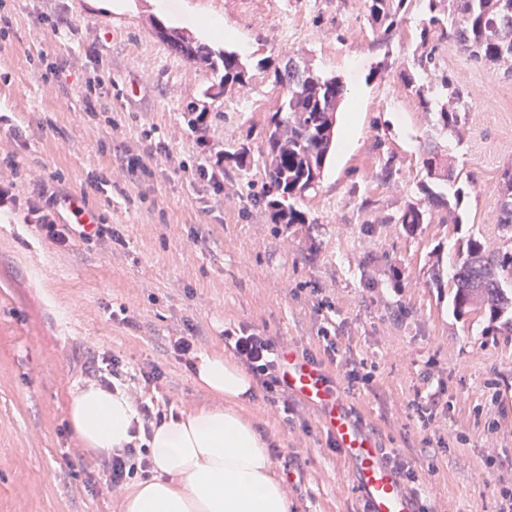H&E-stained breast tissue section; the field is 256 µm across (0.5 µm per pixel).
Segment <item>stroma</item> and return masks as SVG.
I'll return each instance as SVG.
<instances>
[{
	"label": "stroma",
	"mask_w": 512,
	"mask_h": 512,
	"mask_svg": "<svg viewBox=\"0 0 512 512\" xmlns=\"http://www.w3.org/2000/svg\"><path fill=\"white\" fill-rule=\"evenodd\" d=\"M166 2L163 14L156 0H126L119 12L93 0H0V114L23 133L16 142L0 129V160L14 159L20 193L54 175L80 192L125 150L153 143L189 163L203 140L213 153L244 141L254 153L246 168L225 160L220 201L184 172L113 177L89 197L123 239L108 251L79 238L58 250L23 212L0 210V512H122L121 499L89 488L66 416L72 397L107 353L131 369L158 365L177 411L214 404L170 341L193 325L199 351L220 354L231 324L310 350L335 326L340 351L372 373L346 393L358 426L379 447L434 464L423 493L435 512H499L512 489V335L489 331L483 314L454 315L433 275L451 277L471 238L490 252L512 249L497 222L500 175L512 167V73L438 42L441 68L468 94L458 132H446L415 93L429 74L399 75L419 43L425 0H411L389 33L363 0ZM202 16L233 31L216 49L252 65L287 52L346 89L324 173L295 202L305 223H273L249 200L266 181L258 151L282 95L271 74H256L243 94L221 93L219 75L172 53L152 29H184L205 44ZM50 64L71 65L63 89L43 86ZM93 72L110 73L112 91L91 116L83 94ZM192 100L208 112L199 131L187 124ZM430 151L455 168L440 190L457 200L459 221L407 228L398 219L425 203ZM440 387L435 418L421 421L415 401ZM242 413L268 436L275 474H304L287 488L295 512H358L352 467L328 446L315 408L299 404L289 417L257 397Z\"/></svg>",
	"instance_id": "obj_1"
}]
</instances>
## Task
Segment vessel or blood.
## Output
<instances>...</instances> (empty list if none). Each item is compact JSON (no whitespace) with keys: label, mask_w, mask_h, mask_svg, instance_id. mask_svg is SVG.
Here are the masks:
<instances>
[{"label":"vessel or blood","mask_w":512,"mask_h":512,"mask_svg":"<svg viewBox=\"0 0 512 512\" xmlns=\"http://www.w3.org/2000/svg\"><path fill=\"white\" fill-rule=\"evenodd\" d=\"M279 362L284 387L302 402L320 409L323 429L351 462L352 481L364 512H416L398 474L383 461L375 439L351 419L322 367L304 358L292 345L280 349Z\"/></svg>","instance_id":"b4317fda"}]
</instances>
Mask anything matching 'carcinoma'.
Segmentation results:
<instances>
[{
    "mask_svg": "<svg viewBox=\"0 0 512 512\" xmlns=\"http://www.w3.org/2000/svg\"><path fill=\"white\" fill-rule=\"evenodd\" d=\"M428 18L420 32V49L413 65L435 74L433 87L416 89L423 107L431 109L432 89L447 98L438 111L441 130L458 131L460 113L468 111L466 95L449 76L439 72L436 63L437 42L455 43L468 56L512 71V0H450L452 8L441 17L436 14L442 0H426ZM370 17L384 32L398 29L405 20L407 0H365ZM157 37L173 52L214 72L221 73L219 85L224 91L241 92L252 75L234 50L213 51L209 46L175 31L157 27ZM274 83L282 85V70H294L303 76L298 86L284 92L264 129L262 158L269 191L263 194L276 224H304V212L291 201L305 196L319 182L333 149L336 112L345 97L344 86L334 77L327 78L305 66L290 63L284 68L267 60ZM501 200L498 224L512 230V167L501 173ZM432 213L415 205L403 211L399 223L412 227L429 224ZM456 312L465 315L479 310L491 326L512 332V249L488 253L477 239L466 242L455 271L449 280Z\"/></svg>",
    "mask_w": 512,
    "mask_h": 512,
    "instance_id": "1",
    "label": "carcinoma"
}]
</instances>
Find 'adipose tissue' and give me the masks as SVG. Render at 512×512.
I'll list each match as a JSON object with an SVG mask.
<instances>
[{
    "instance_id": "obj_1",
    "label": "adipose tissue",
    "mask_w": 512,
    "mask_h": 512,
    "mask_svg": "<svg viewBox=\"0 0 512 512\" xmlns=\"http://www.w3.org/2000/svg\"><path fill=\"white\" fill-rule=\"evenodd\" d=\"M194 380L218 403L155 429L151 476L125 497L124 512H293L272 471L268 442L238 407L252 378L233 360L200 355ZM67 415L84 448L98 455L129 442L138 414L123 390L91 386L74 395Z\"/></svg>"
}]
</instances>
